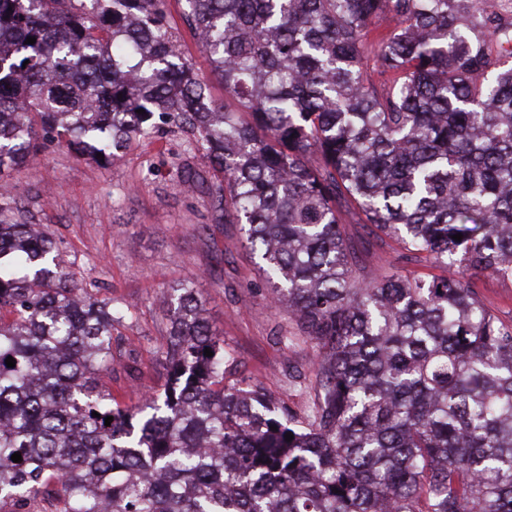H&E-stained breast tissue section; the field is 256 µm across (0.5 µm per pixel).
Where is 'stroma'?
<instances>
[{
	"label": "stroma",
	"mask_w": 512,
	"mask_h": 512,
	"mask_svg": "<svg viewBox=\"0 0 512 512\" xmlns=\"http://www.w3.org/2000/svg\"><path fill=\"white\" fill-rule=\"evenodd\" d=\"M166 21L195 69L209 75L180 0H170ZM184 148L178 133L153 143L136 139L121 160L100 166L52 145L28 167L0 175V182L12 190L14 216L43 225L96 296L129 307L130 318L112 327L116 401L135 406L163 389L167 320L159 295L191 280L224 337L226 383H256L304 415L313 392L297 388L291 376H311L313 350L300 340L287 342L296 326L286 309L270 303L239 225L216 223L207 188L183 191L172 161ZM341 219L363 266L384 271L395 263V241L379 239L374 226L351 214Z\"/></svg>",
	"instance_id": "1"
}]
</instances>
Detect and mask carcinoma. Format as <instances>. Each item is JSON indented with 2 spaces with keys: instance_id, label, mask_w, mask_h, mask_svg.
I'll use <instances>...</instances> for the list:
<instances>
[{
  "instance_id": "cac0c4a2",
  "label": "carcinoma",
  "mask_w": 512,
  "mask_h": 512,
  "mask_svg": "<svg viewBox=\"0 0 512 512\" xmlns=\"http://www.w3.org/2000/svg\"><path fill=\"white\" fill-rule=\"evenodd\" d=\"M181 2L222 101L168 0H0V173L49 143L108 165L163 125L185 135L173 164L241 225L315 352V400L301 417L224 383V338L183 281L162 292L163 391L115 404L129 309L0 204V503L512 512V323L470 279L512 283V0ZM351 210L441 274H362ZM167 24L177 37L181 50L192 61L195 69L205 77L210 76V65L206 55L201 52L197 39L184 24L180 0H169Z\"/></svg>"
}]
</instances>
